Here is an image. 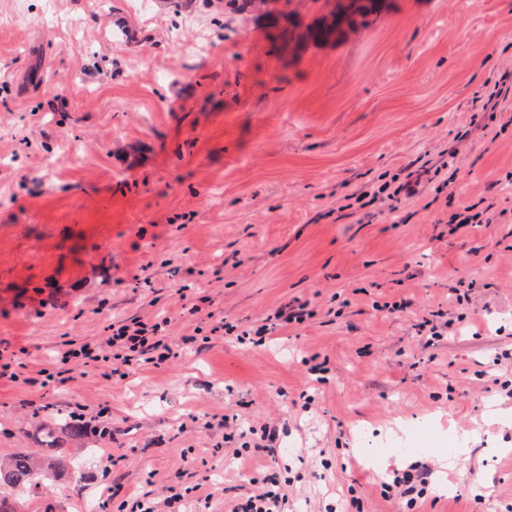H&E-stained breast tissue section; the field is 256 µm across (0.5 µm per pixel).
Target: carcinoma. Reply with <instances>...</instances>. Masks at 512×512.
<instances>
[{
  "label": "carcinoma",
  "mask_w": 512,
  "mask_h": 512,
  "mask_svg": "<svg viewBox=\"0 0 512 512\" xmlns=\"http://www.w3.org/2000/svg\"><path fill=\"white\" fill-rule=\"evenodd\" d=\"M65 439L73 445H85L110 437L111 430L103 427L101 432H87L85 426L71 416L64 418ZM70 468V458L62 446H50L47 453L37 458L27 452H18L5 462H0V512H26L20 507L19 495L39 494L47 499L48 508L44 512H57L50 508L49 488L42 480L47 476H57Z\"/></svg>",
  "instance_id": "obj_1"
}]
</instances>
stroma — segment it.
Masks as SVG:
<instances>
[{
    "mask_svg": "<svg viewBox=\"0 0 512 512\" xmlns=\"http://www.w3.org/2000/svg\"><path fill=\"white\" fill-rule=\"evenodd\" d=\"M48 3L52 26L14 24ZM510 70L512 0H257L230 17L171 0H0V356L40 369L61 342L152 310L191 331L174 281L244 328L294 297L340 305L260 347L215 340L124 377L1 382L0 460L41 455L35 426L79 407L112 437L71 449L58 512L150 477L244 492L270 465L293 479L294 512H346L353 496L358 512H506L512 423L484 413L512 412V128L482 91ZM450 147L453 196L434 200L421 175L408 223L342 209L355 185ZM461 201L489 221L452 238L442 223ZM453 277L475 283L464 304ZM384 293L446 310L447 340L425 347L412 315L376 311ZM314 353L331 373L305 412ZM211 413L278 421V458L225 460L190 425ZM400 423L421 454L385 450ZM452 432L469 442L450 466ZM415 463L434 470L427 497L384 498L389 471Z\"/></svg>",
    "mask_w": 512,
    "mask_h": 512,
    "instance_id": "1",
    "label": "stroma"
}]
</instances>
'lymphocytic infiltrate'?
Listing matches in <instances>:
<instances>
[{
    "label": "lymphocytic infiltrate",
    "mask_w": 512,
    "mask_h": 512,
    "mask_svg": "<svg viewBox=\"0 0 512 512\" xmlns=\"http://www.w3.org/2000/svg\"><path fill=\"white\" fill-rule=\"evenodd\" d=\"M182 310L188 316L205 314L211 322L210 333L245 343L251 333L238 332L235 325L225 321L224 313L214 307L209 297L184 298ZM318 314L316 305L308 299H294L277 307L255 332L269 335L276 331L305 327ZM171 320L153 314L116 321L109 324L104 335L89 339H70L62 344L55 357L60 369L57 373L48 370H33L17 358L0 359V379L21 386H48L66 384L71 378L72 366H80L99 372L104 376H123L128 371L149 365L155 368L167 364L181 351L195 345V333L179 336L170 331ZM208 431L222 433L225 439H239L240 451L256 446L267 454H278L280 429L270 424L243 425L235 417L212 416L204 421ZM288 481L271 473L258 481L254 489L234 500L231 512H289L290 496ZM193 503L194 512H210L211 496H185L176 487L166 489L164 498H156L154 491H145L135 501L136 512H180L181 506Z\"/></svg>",
    "instance_id": "lymphocytic-infiltrate-1"
}]
</instances>
